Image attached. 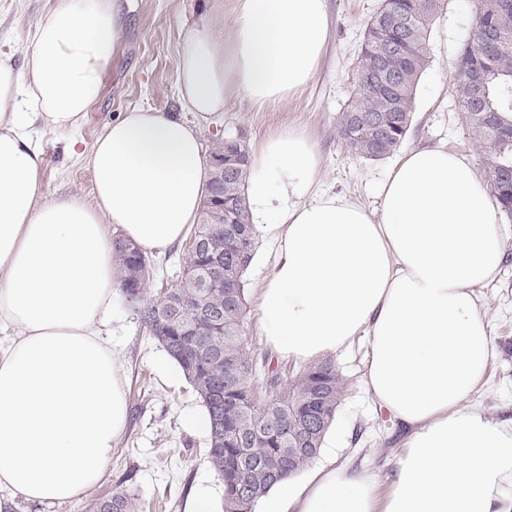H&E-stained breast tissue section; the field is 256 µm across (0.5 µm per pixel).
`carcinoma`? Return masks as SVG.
<instances>
[{
  "label": "carcinoma",
  "mask_w": 512,
  "mask_h": 512,
  "mask_svg": "<svg viewBox=\"0 0 512 512\" xmlns=\"http://www.w3.org/2000/svg\"><path fill=\"white\" fill-rule=\"evenodd\" d=\"M445 0H383L368 23L355 73L358 94L340 113L336 133L355 155H392L412 122L415 90L428 64L429 37ZM495 19L475 0L471 34L457 61L456 97L473 140L481 148L492 195L512 218V0ZM493 26V43L485 28ZM483 65V96L473 95L471 64ZM232 160L224 173L209 167L206 190L216 187L245 237L229 240L208 212L185 246L180 280L152 294L150 262L139 248L128 253L113 241L120 292L137 309L149 336L178 363L209 415L208 461L224 485L223 512H255L284 478L306 470L319 456L340 404L343 383L330 359L298 370L247 349L248 314L243 275L256 237L244 187L250 176L245 145L214 143L210 155ZM210 237L223 261L208 267L210 251L196 237ZM91 512H138L133 497L117 490L96 500Z\"/></svg>",
  "instance_id": "carcinoma-1"
}]
</instances>
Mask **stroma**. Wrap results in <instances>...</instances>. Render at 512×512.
I'll return each mask as SVG.
<instances>
[{
  "label": "stroma",
  "mask_w": 512,
  "mask_h": 512,
  "mask_svg": "<svg viewBox=\"0 0 512 512\" xmlns=\"http://www.w3.org/2000/svg\"><path fill=\"white\" fill-rule=\"evenodd\" d=\"M59 2L0 0V50H14L15 68L23 66L33 25ZM381 5L382 0H328L329 39L321 62L309 84L288 101L255 107L233 97L223 113L199 119L189 112L186 120L197 123L205 145L236 137L251 152L277 130L287 126L302 129L317 145L318 190L344 194L378 208L380 184L397 158L356 156L337 138L336 124L357 92L354 72L360 45L367 23ZM112 6L120 17V33L112 65L103 76L100 98L74 131L50 130L39 124L33 127L44 150V185L51 198L92 197V171L69 155L71 139L91 147L108 123L136 106L159 112L180 110L175 96L177 67L188 32L207 10L205 0H112ZM473 9V0H446L439 21L447 25L448 39L429 42V63L415 91L413 120L402 147L443 145L464 156L472 170L480 173L484 170L481 155L454 93L457 59L469 37ZM275 248L273 241L256 238L253 259L244 274L250 307L244 340L259 356L264 349L254 309L256 290L268 272L267 259ZM506 252L499 279L477 290L480 310L493 329L496 354L485 380L468 400L470 406L496 420L512 419V353L506 350L507 341L512 340V238L506 242ZM112 328V340L123 353L129 383V421L105 475L80 502L37 504L17 496L0 512H87L91 502L117 489L134 496L142 512H186L189 501L200 491L206 492L214 505H222L224 487L207 459L208 435L184 424L187 413L201 408L196 394L187 381L169 385L167 353L148 335L135 308L124 299L115 301ZM365 356L366 346L358 340L334 357L346 386L331 427L336 442L323 449L313 465L319 468L332 459L358 463L379 476V489L384 492L401 440L366 390Z\"/></svg>",
  "instance_id": "1"
}]
</instances>
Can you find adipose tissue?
Instances as JSON below:
<instances>
[{
	"mask_svg": "<svg viewBox=\"0 0 512 512\" xmlns=\"http://www.w3.org/2000/svg\"><path fill=\"white\" fill-rule=\"evenodd\" d=\"M232 12L231 36L208 21L188 34L175 87L184 112L222 113L234 94L282 102L317 70L327 0H234ZM118 35L109 0H62L35 23L23 70L0 54V493L39 504L80 500L127 426L110 226L164 252L205 192L197 126L134 107L81 153L92 199L46 197L32 127L80 126ZM318 167L293 127L253 155L249 211L277 244L257 292L261 335L295 365L363 339L365 384L403 448L387 493L375 473L332 464L279 482L261 512H512V420L466 405L495 354L476 289L497 280L511 233L486 179L446 147L410 149L375 212L317 192Z\"/></svg>",
	"mask_w": 512,
	"mask_h": 512,
	"instance_id": "ef3b65f1",
	"label": "adipose tissue"
}]
</instances>
